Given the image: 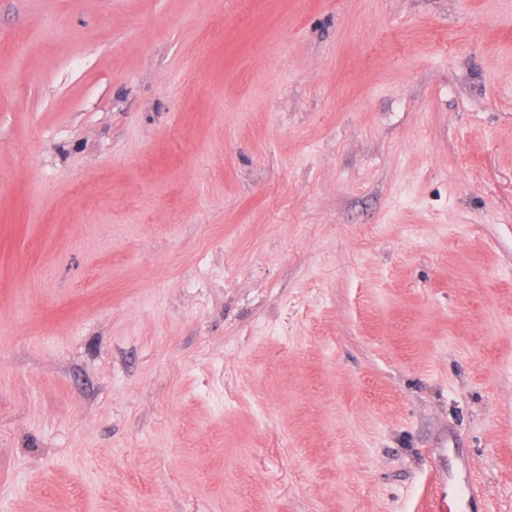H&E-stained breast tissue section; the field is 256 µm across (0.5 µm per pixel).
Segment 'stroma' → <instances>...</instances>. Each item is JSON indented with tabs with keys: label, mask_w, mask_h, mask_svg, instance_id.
Returning a JSON list of instances; mask_svg holds the SVG:
<instances>
[{
	"label": "stroma",
	"mask_w": 512,
	"mask_h": 512,
	"mask_svg": "<svg viewBox=\"0 0 512 512\" xmlns=\"http://www.w3.org/2000/svg\"><path fill=\"white\" fill-rule=\"evenodd\" d=\"M512 512V0H0V512ZM458 489L454 498L455 512H482L479 484L467 476L466 469L453 472L438 467L432 469L419 497L418 512H447L448 486Z\"/></svg>",
	"instance_id": "stroma-1"
}]
</instances>
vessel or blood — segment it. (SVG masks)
Instances as JSON below:
<instances>
[{
	"mask_svg": "<svg viewBox=\"0 0 512 512\" xmlns=\"http://www.w3.org/2000/svg\"><path fill=\"white\" fill-rule=\"evenodd\" d=\"M456 487V496H449V487ZM482 500L478 483L466 471L432 469L422 489L418 512H480Z\"/></svg>",
	"mask_w": 512,
	"mask_h": 512,
	"instance_id": "obj_1",
	"label": "vessel or blood"
}]
</instances>
